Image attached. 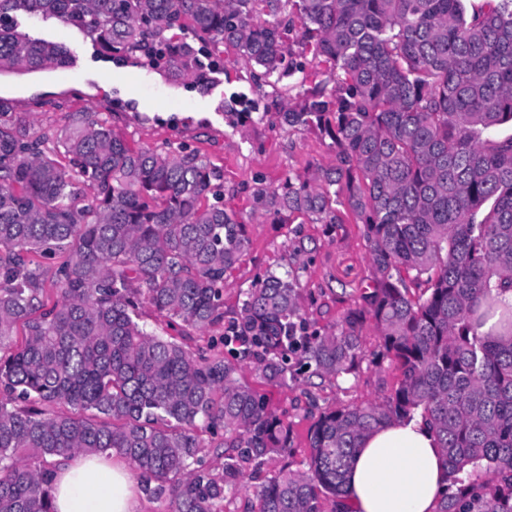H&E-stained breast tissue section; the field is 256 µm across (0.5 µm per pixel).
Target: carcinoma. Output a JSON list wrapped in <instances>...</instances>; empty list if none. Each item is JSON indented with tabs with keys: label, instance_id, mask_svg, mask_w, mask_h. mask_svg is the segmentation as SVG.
<instances>
[{
	"label": "carcinoma",
	"instance_id": "obj_1",
	"mask_svg": "<svg viewBox=\"0 0 512 512\" xmlns=\"http://www.w3.org/2000/svg\"><path fill=\"white\" fill-rule=\"evenodd\" d=\"M23 15L174 84L205 81L201 54L231 53L254 81L301 88L276 119L316 128L333 159L256 187L254 208L362 225L370 275L309 334L294 279L270 274L224 331L228 350H195L249 248L220 169L135 147L91 111L36 137L0 98V512H53L55 458L109 451L169 512H223L244 470L295 451L240 361L272 386L298 353L321 376L355 374L369 325L393 386L321 412L308 469L264 476L243 512H338L361 440L415 418L446 459L438 512H512V0H0V75L71 61L19 31ZM314 66L326 79L307 88ZM224 116L253 120L228 103ZM146 305L171 334L146 330ZM221 430L218 477L200 453Z\"/></svg>",
	"mask_w": 512,
	"mask_h": 512
}]
</instances>
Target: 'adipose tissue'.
<instances>
[{"label": "adipose tissue", "mask_w": 512, "mask_h": 512, "mask_svg": "<svg viewBox=\"0 0 512 512\" xmlns=\"http://www.w3.org/2000/svg\"><path fill=\"white\" fill-rule=\"evenodd\" d=\"M446 462L421 419L366 436L348 469L349 512H437ZM55 512H138L128 462L101 454L61 458L52 483Z\"/></svg>", "instance_id": "adipose-tissue-1"}]
</instances>
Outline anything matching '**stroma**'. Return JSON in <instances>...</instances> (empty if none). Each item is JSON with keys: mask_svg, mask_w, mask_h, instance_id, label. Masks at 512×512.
<instances>
[{"mask_svg": "<svg viewBox=\"0 0 512 512\" xmlns=\"http://www.w3.org/2000/svg\"><path fill=\"white\" fill-rule=\"evenodd\" d=\"M20 29L64 43L77 62L73 69L0 78V97L13 100L32 132L59 129L69 113L90 108L130 141L181 145L223 170L224 200L242 217L251 241L248 257L224 281L225 322L233 320L243 292L270 272H297L298 303L318 329L335 322L365 287L369 261L357 225L276 224L251 208L256 185L277 186L288 172L329 158L326 141L313 128L289 131L268 117L237 128L225 123V98L242 93L264 110L273 100L271 87L253 85L233 65L215 73L207 88L174 85L149 68L97 59L76 28L24 18ZM299 238L307 251L297 258L293 243ZM377 345L374 332H367L366 358L357 374L324 380L304 367L289 374L287 385L268 388L274 406L287 410L292 423L297 451L287 459L289 469L307 467L303 448L314 415L340 404L377 400L383 384L393 383V371L378 372L369 359Z\"/></svg>", "mask_w": 512, "mask_h": 512, "instance_id": "1", "label": "stroma"}]
</instances>
